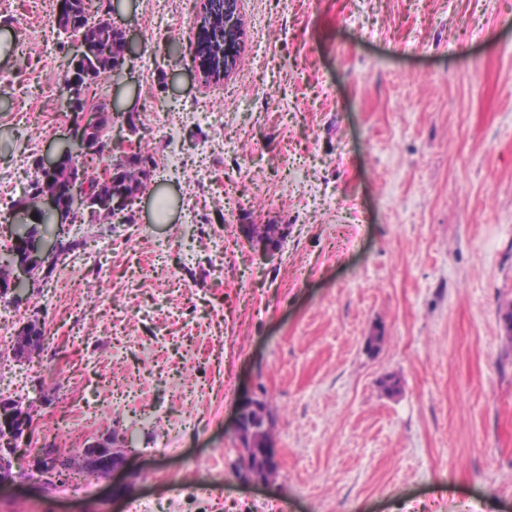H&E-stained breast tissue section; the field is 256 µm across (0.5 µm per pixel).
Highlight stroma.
Listing matches in <instances>:
<instances>
[{"label": "stroma", "mask_w": 512, "mask_h": 512, "mask_svg": "<svg viewBox=\"0 0 512 512\" xmlns=\"http://www.w3.org/2000/svg\"><path fill=\"white\" fill-rule=\"evenodd\" d=\"M112 3L136 56L86 109H135L112 138L153 176L131 223L65 228L66 264L0 298L1 344L31 316L57 338L0 398L48 421L40 371L67 359L132 453L76 498L1 488L0 512H512V0H238L243 48L208 80L199 0ZM60 6L0 0V251L78 118ZM252 222L283 226L277 258ZM248 397L278 450L259 483Z\"/></svg>", "instance_id": "1"}]
</instances>
